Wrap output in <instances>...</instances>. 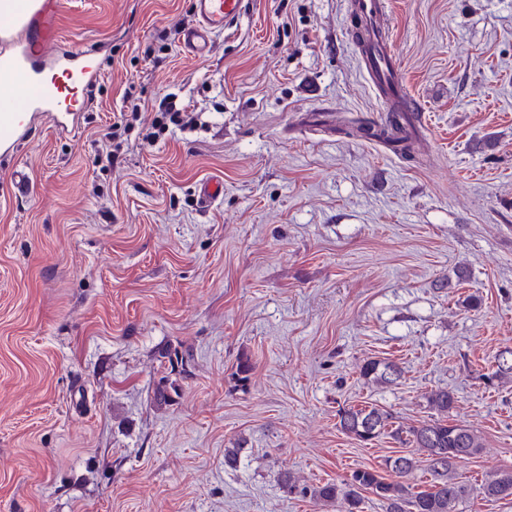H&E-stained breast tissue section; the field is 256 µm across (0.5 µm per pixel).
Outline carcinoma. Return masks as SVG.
Listing matches in <instances>:
<instances>
[{"label":"carcinoma","mask_w":512,"mask_h":512,"mask_svg":"<svg viewBox=\"0 0 512 512\" xmlns=\"http://www.w3.org/2000/svg\"><path fill=\"white\" fill-rule=\"evenodd\" d=\"M411 122L406 112H390L376 122L360 118L336 126V132L352 137L376 139L389 145L407 161L415 160L412 152ZM497 370L493 377L512 375V349L498 355ZM398 365L381 360H369L360 368V376L368 382L390 385L400 377ZM429 404L439 417L405 430L397 429L393 435L410 443L427 456L433 483L431 488L416 493L406 484L417 467L411 455L385 459V477L378 469L363 467L354 470L341 483L327 482L312 490L315 499L324 503L343 500L348 512H357L361 493L369 492L384 504L386 512H458L459 505L471 493V487L458 481L457 463L465 460L482 447L481 437L473 429L448 421V413L456 403L453 392L438 389L428 395ZM339 427L343 433L363 443H368L388 432L392 414L374 406L342 408L338 412ZM478 493L487 499L512 501V469H501L478 485Z\"/></svg>","instance_id":"1"}]
</instances>
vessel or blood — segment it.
<instances>
[{"instance_id":"b4317fda","label":"vessel or blood","mask_w":512,"mask_h":512,"mask_svg":"<svg viewBox=\"0 0 512 512\" xmlns=\"http://www.w3.org/2000/svg\"><path fill=\"white\" fill-rule=\"evenodd\" d=\"M61 6L62 0H0V153L17 151L34 115L48 116L65 131L87 109L86 94L99 78L98 51H54L53 18ZM243 8L244 0H192L195 21L180 35L182 50L198 59L209 56L216 35ZM364 64L379 98L403 99L402 82L387 80L399 65L386 41Z\"/></svg>"}]
</instances>
